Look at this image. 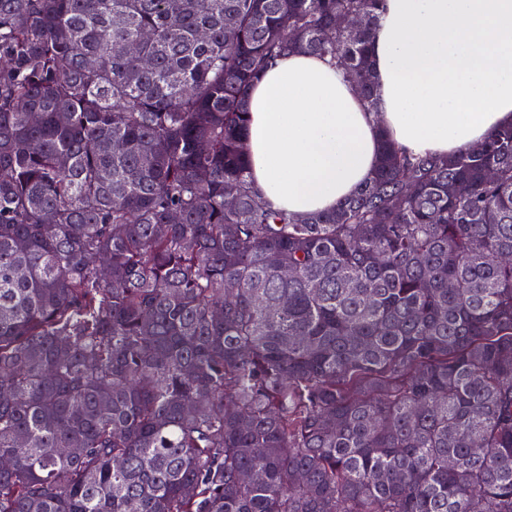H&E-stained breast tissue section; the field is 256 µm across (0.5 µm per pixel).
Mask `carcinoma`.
I'll use <instances>...</instances> for the list:
<instances>
[{"instance_id":"obj_1","label":"carcinoma","mask_w":512,"mask_h":512,"mask_svg":"<svg viewBox=\"0 0 512 512\" xmlns=\"http://www.w3.org/2000/svg\"><path fill=\"white\" fill-rule=\"evenodd\" d=\"M384 2L0 0V512H512V126L250 180L251 82L375 105Z\"/></svg>"}]
</instances>
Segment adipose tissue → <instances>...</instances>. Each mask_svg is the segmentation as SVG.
Instances as JSON below:
<instances>
[{"label":"adipose tissue","instance_id":"adipose-tissue-1","mask_svg":"<svg viewBox=\"0 0 512 512\" xmlns=\"http://www.w3.org/2000/svg\"><path fill=\"white\" fill-rule=\"evenodd\" d=\"M370 60L374 112L313 54L284 55L251 86L246 150L275 207L333 209L373 176L382 139L452 155L512 125V0H385Z\"/></svg>","mask_w":512,"mask_h":512}]
</instances>
